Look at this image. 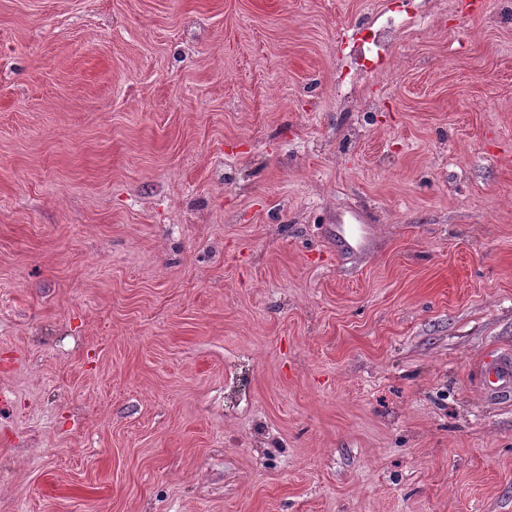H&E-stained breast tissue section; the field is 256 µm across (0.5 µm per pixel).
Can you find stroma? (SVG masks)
I'll return each mask as SVG.
<instances>
[{"instance_id": "35a3bbf8", "label": "stroma", "mask_w": 512, "mask_h": 512, "mask_svg": "<svg viewBox=\"0 0 512 512\" xmlns=\"http://www.w3.org/2000/svg\"><path fill=\"white\" fill-rule=\"evenodd\" d=\"M419 7L0 0V512H512V26L337 98ZM427 18L425 13L405 17L390 12L373 18L370 22V38L353 41L350 44L349 53L354 77L362 70L363 61L379 58L391 43L399 40L409 29L423 27ZM330 226L336 239V251L342 254H355L366 251L373 239V221L364 211H351L336 214V221Z\"/></svg>"}]
</instances>
